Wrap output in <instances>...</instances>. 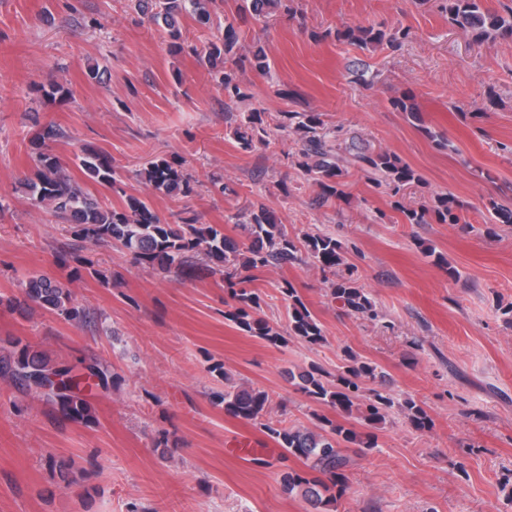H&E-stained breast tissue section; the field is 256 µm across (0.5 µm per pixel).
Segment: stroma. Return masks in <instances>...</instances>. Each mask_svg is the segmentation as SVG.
<instances>
[{
    "label": "stroma",
    "instance_id": "35a3bbf8",
    "mask_svg": "<svg viewBox=\"0 0 512 512\" xmlns=\"http://www.w3.org/2000/svg\"><path fill=\"white\" fill-rule=\"evenodd\" d=\"M239 4L219 0L205 26L183 17L195 50L174 55L135 0H0V355L18 338L56 363H102L111 380L86 388V422L0 381V512H306L280 485L301 462L281 463L263 428L226 415L214 396L229 373L268 392V419L316 428L324 406L286 372L314 361L337 372L348 349L379 366L374 387L396 406L332 512H512V321L502 313L512 306V224L485 209L492 198L512 203V37L475 39L449 23L443 0H287L259 18ZM228 22L242 53L263 48L270 64L239 72L243 102L225 96L204 55ZM379 23L409 29L400 50L332 35ZM92 63L101 78L89 77ZM53 80L69 86L67 101L37 93ZM404 96L416 116L393 108ZM288 110L319 113L340 154L397 155L418 181L396 192L352 167L345 197L321 199L297 166L296 138L274 127ZM252 111L268 134L248 152L233 132ZM48 125V148L72 176L76 154L92 147L111 157L126 193L167 220L191 217L239 241L237 218L261 205L291 236L332 234L378 319L342 308L313 263L264 268L253 283L261 316L286 329L287 280L326 336L274 347L225 321L235 301L220 276L165 273L120 243L76 237L18 186ZM158 158L180 161L197 194L136 181ZM445 194L462 203L464 222H404L402 207ZM35 273L70 291L82 322L7 306ZM407 398L429 429L400 414ZM53 458L73 460L79 483L62 487Z\"/></svg>",
    "mask_w": 512,
    "mask_h": 512
}]
</instances>
